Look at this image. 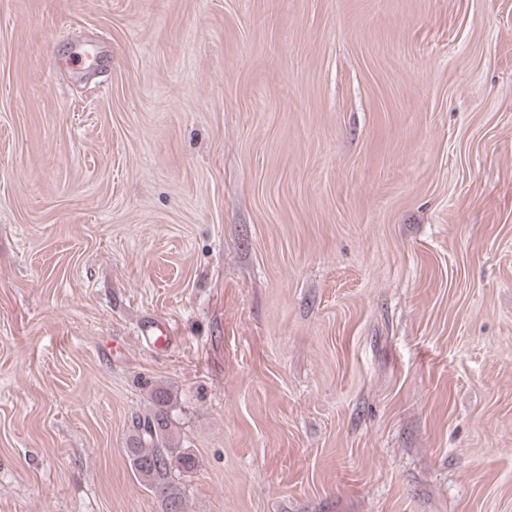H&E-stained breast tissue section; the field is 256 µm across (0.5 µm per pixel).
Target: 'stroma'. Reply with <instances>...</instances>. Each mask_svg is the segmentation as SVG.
<instances>
[{
	"instance_id": "35a3bbf8",
	"label": "stroma",
	"mask_w": 512,
	"mask_h": 512,
	"mask_svg": "<svg viewBox=\"0 0 512 512\" xmlns=\"http://www.w3.org/2000/svg\"><path fill=\"white\" fill-rule=\"evenodd\" d=\"M158 385L186 512H512V0H0V512Z\"/></svg>"
}]
</instances>
